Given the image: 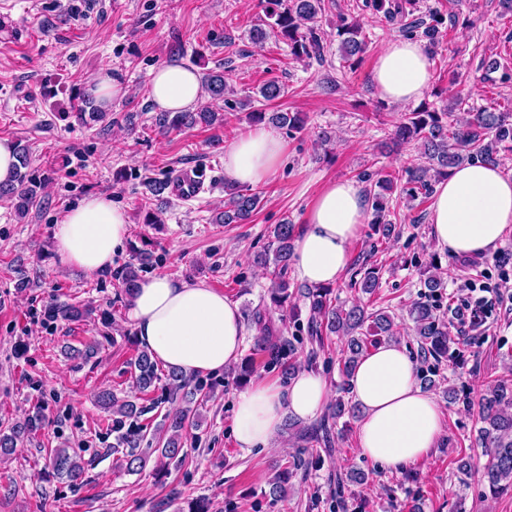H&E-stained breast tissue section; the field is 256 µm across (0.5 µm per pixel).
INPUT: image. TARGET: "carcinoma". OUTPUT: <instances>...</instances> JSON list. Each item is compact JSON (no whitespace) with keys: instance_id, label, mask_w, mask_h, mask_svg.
Here are the masks:
<instances>
[{"instance_id":"1","label":"carcinoma","mask_w":512,"mask_h":512,"mask_svg":"<svg viewBox=\"0 0 512 512\" xmlns=\"http://www.w3.org/2000/svg\"><path fill=\"white\" fill-rule=\"evenodd\" d=\"M265 20L251 31L250 39L254 44H263L273 36L284 41L290 55L296 60L304 61L319 57L324 45L318 33V19L325 11V0H263ZM376 12L384 13L390 21L408 16L406 7L416 5L415 0H370ZM444 19L436 10H429L425 17L417 19L410 25L402 26L401 32L407 36L420 32V37L428 42V49L433 50L439 44L440 26ZM338 36L342 37L340 52L345 60L366 52L367 41L363 34L362 23L357 20L341 18ZM202 84L212 98H224L226 83L224 72L206 73ZM463 99L458 97L450 109L438 112L422 104L416 109L403 114L395 126L394 137L402 144H414L418 149V161L412 162L406 169V187L403 192L413 201L430 198L433 193L431 174L438 176L448 174V169L464 162L492 163L501 161L500 151H512V120L509 114L493 107H483L475 111L468 110L461 115H454V110L461 107ZM107 113L98 109L92 101L81 100L77 106L78 121L89 125L105 118ZM252 120L271 122L290 130L302 129L300 119L295 115L276 112L271 116L261 110L250 112ZM218 120L216 113L206 107L197 112H159L154 117V124L159 133L189 128L198 123L210 125ZM18 165L14 180L0 185V195L14 196L17 199L18 214H25L37 201V191L29 179V160L25 151L17 152ZM363 178L374 181L378 191L372 193L370 223L382 226L381 234L390 235L388 210L383 192L393 189L395 177L387 174L374 177L366 173ZM228 200L224 211L220 212L216 222L219 224H243L251 220L259 208L261 198L254 193H245L234 186L227 188ZM295 225L277 224L272 230V240L267 249L259 256V261L270 268L273 279L271 298L282 306L291 299L289 283L286 278L288 266L293 257ZM140 267L129 266L121 274L122 288L127 299H132L137 282L140 280ZM358 290L370 297L379 288V269L369 266L363 269V275L355 281ZM304 295L310 301V317L307 323L308 335L318 343H323V336L335 334L347 338V349L342 353L339 371L344 379H349L356 363L366 353L368 347L378 343V337L384 336L391 341L396 335L393 318L387 311L379 309L368 311L369 305L353 304L350 307L337 305L332 301L330 287L314 286L304 289ZM86 310L73 305L51 309L49 318H63L77 321ZM414 324V336L419 343L424 358L439 360L448 357L451 337L448 327L442 324L433 311V305L427 301H417L408 310ZM256 323L261 325L258 336L251 349V354L240 365L238 379L248 381L254 373L256 361H261L268 369L278 370L282 378L290 379L299 370L294 360L296 347L294 341L276 334V330L257 316ZM131 374L139 392L146 396L156 388L158 381L166 380L165 388L169 395L176 397L186 386V381L179 373L171 370L161 374L157 362L151 354L143 349L131 362ZM213 386L202 381L196 383L189 394L182 397L184 405L171 408L165 412L157 425L150 427L139 422L147 412L161 404L153 399L150 404L138 406L131 401L121 400L110 391L102 392L98 402L105 410L112 412L117 425L130 421L126 432L118 442L123 449L111 448L109 452L116 455V463L130 474L141 471L148 457L138 452L141 443L149 440L156 444L152 452L157 454L155 469L161 471L167 461L176 458L182 450L184 433L187 428L199 426L200 408L211 399ZM479 442L489 456L482 477L486 480L492 495L512 493V383L501 381L483 395L479 403ZM43 422L42 409L37 407L23 419L12 423L7 430H0V457L8 459L18 452V444L29 438ZM330 428L323 423L316 428L299 432V438L317 445H328ZM46 464L59 479L78 482L85 473L86 462L81 455L66 446L46 450ZM309 466V461L298 453L283 464L274 466L276 475L269 482L270 494L283 498L286 486L294 472Z\"/></svg>"}]
</instances>
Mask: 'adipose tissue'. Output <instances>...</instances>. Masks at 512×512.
<instances>
[{"label":"adipose tissue","instance_id":"1","mask_svg":"<svg viewBox=\"0 0 512 512\" xmlns=\"http://www.w3.org/2000/svg\"><path fill=\"white\" fill-rule=\"evenodd\" d=\"M430 81L422 47L408 39L388 41L377 61L373 83L392 103L419 99ZM152 100L160 111L183 112L204 91L198 74L176 63L156 67ZM283 144L273 132L256 128L224 152V174L234 183L258 186L274 177ZM366 201L356 182L328 184L305 217L294 267L311 285H333L342 277L350 247L364 220ZM431 235L449 255L489 254L512 232V176L497 165L452 168L434 187ZM126 211L99 195L79 201L55 224L53 238L61 262L88 275L107 271L129 238ZM127 318L153 359L195 380L238 362L245 338L239 306L223 293L192 281L156 273L139 282ZM416 364L405 348L389 343L362 358L350 380L361 410L357 427L362 457L394 471L428 458L444 430L445 410L425 393ZM328 380L296 373L288 387L256 381L238 393L233 435L240 448H266L286 418L310 421L326 408Z\"/></svg>","mask_w":512,"mask_h":512}]
</instances>
